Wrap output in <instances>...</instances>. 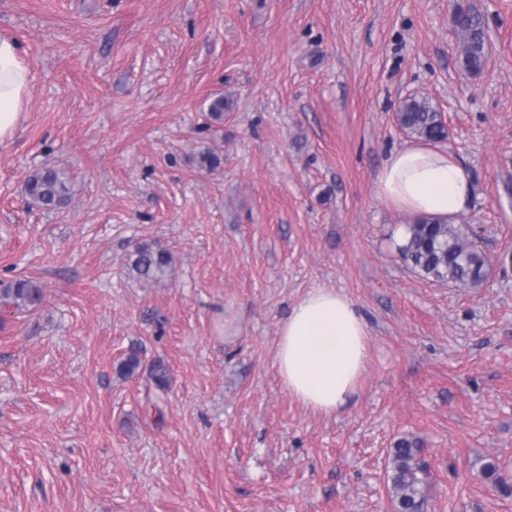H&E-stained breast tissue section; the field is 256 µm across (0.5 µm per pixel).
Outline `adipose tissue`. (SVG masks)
<instances>
[{
    "label": "adipose tissue",
    "mask_w": 512,
    "mask_h": 512,
    "mask_svg": "<svg viewBox=\"0 0 512 512\" xmlns=\"http://www.w3.org/2000/svg\"><path fill=\"white\" fill-rule=\"evenodd\" d=\"M31 68L16 38L0 35V144L18 126ZM380 196L415 218L459 223L469 211L468 170L448 151L412 143L394 151L377 176ZM368 329L352 302L336 291H309L278 330L276 368L282 385L305 406L336 414L362 378Z\"/></svg>",
    "instance_id": "obj_1"
}]
</instances>
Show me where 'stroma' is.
I'll return each mask as SVG.
<instances>
[{
  "instance_id": "1",
  "label": "stroma",
  "mask_w": 512,
  "mask_h": 512,
  "mask_svg": "<svg viewBox=\"0 0 512 512\" xmlns=\"http://www.w3.org/2000/svg\"><path fill=\"white\" fill-rule=\"evenodd\" d=\"M459 4L487 20L477 75ZM0 34L32 71L0 145V289L43 290L0 315V512H393L404 437L424 512H512L481 472L512 485V0H0ZM413 96L473 175L464 221L491 259L475 288L407 267L413 218L377 192ZM43 166L70 176L62 211L23 194ZM142 242L171 252L170 277L129 272ZM317 288L369 332L333 416L275 366L280 322ZM451 23L459 40V60L467 72L478 74L486 66V19L475 7H455ZM4 306H11L17 311H29L42 300V289L32 281L19 278L1 291ZM421 450L419 442L409 439L398 440L392 448L389 490L396 512H422L425 495Z\"/></svg>"
}]
</instances>
